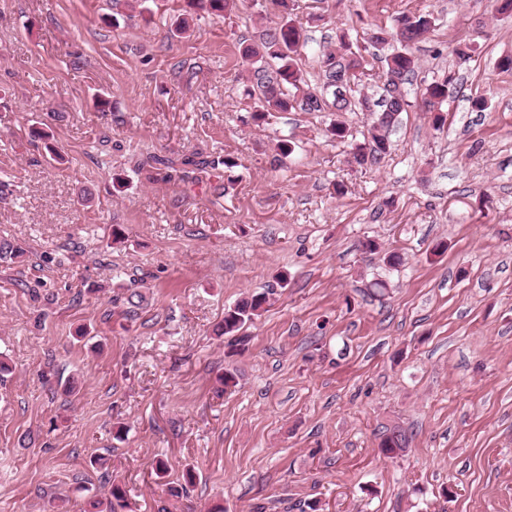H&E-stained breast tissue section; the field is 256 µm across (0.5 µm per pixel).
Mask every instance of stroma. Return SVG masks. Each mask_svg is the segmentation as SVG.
Here are the masks:
<instances>
[{"label": "stroma", "mask_w": 512, "mask_h": 512, "mask_svg": "<svg viewBox=\"0 0 512 512\" xmlns=\"http://www.w3.org/2000/svg\"><path fill=\"white\" fill-rule=\"evenodd\" d=\"M293 3L309 89L316 44L343 38L365 60L357 98L382 93L365 32L433 15L379 163L352 158L365 111L343 113L342 139L328 112L253 122L241 47L279 22L270 0L197 12L183 35V0L145 17L0 0V240L25 251L0 263V512H83L109 479L134 512H512V70L497 66L512 16L493 0ZM450 73L438 129L423 92ZM196 152L214 166L185 165ZM262 292L235 351L214 329ZM395 426L412 439L389 459ZM379 449L387 458H394L408 447L409 438L401 427L386 429L380 437Z\"/></svg>", "instance_id": "obj_1"}]
</instances>
